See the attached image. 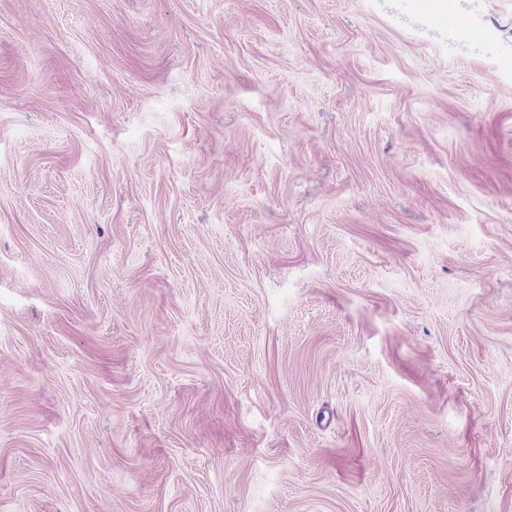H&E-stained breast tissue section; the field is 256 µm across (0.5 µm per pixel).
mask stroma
Instances as JSON below:
<instances>
[{"mask_svg": "<svg viewBox=\"0 0 512 512\" xmlns=\"http://www.w3.org/2000/svg\"><path fill=\"white\" fill-rule=\"evenodd\" d=\"M0 512H512V0H0Z\"/></svg>", "mask_w": 512, "mask_h": 512, "instance_id": "stroma-1", "label": "stroma"}]
</instances>
